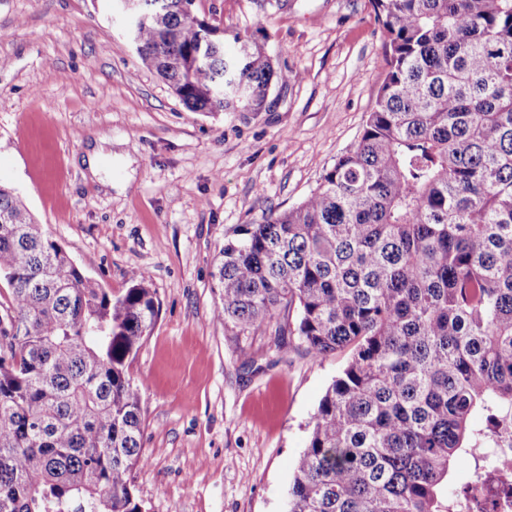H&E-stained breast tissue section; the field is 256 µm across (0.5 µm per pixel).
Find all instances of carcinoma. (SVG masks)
<instances>
[{"label": "carcinoma", "instance_id": "cac0c4a2", "mask_svg": "<svg viewBox=\"0 0 512 512\" xmlns=\"http://www.w3.org/2000/svg\"><path fill=\"white\" fill-rule=\"evenodd\" d=\"M189 4L139 0L142 64L192 112L261 111L271 57ZM371 4L387 71L360 137L299 204L225 241L215 318L350 352L285 512H482L512 440V0ZM0 280V512H142L129 367L159 313L148 274L112 295L0 187Z\"/></svg>", "mask_w": 512, "mask_h": 512}]
</instances>
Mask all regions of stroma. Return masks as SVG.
<instances>
[{"label": "stroma", "instance_id": "35a3bbf8", "mask_svg": "<svg viewBox=\"0 0 512 512\" xmlns=\"http://www.w3.org/2000/svg\"><path fill=\"white\" fill-rule=\"evenodd\" d=\"M283 74L262 112L189 111L141 64L117 0H0V185L85 276L160 304L131 363L144 512H284L309 422L347 357L214 318L226 234L301 202L358 138L386 71L370 0H197ZM108 141L104 174L83 159Z\"/></svg>", "mask_w": 512, "mask_h": 512}]
</instances>
